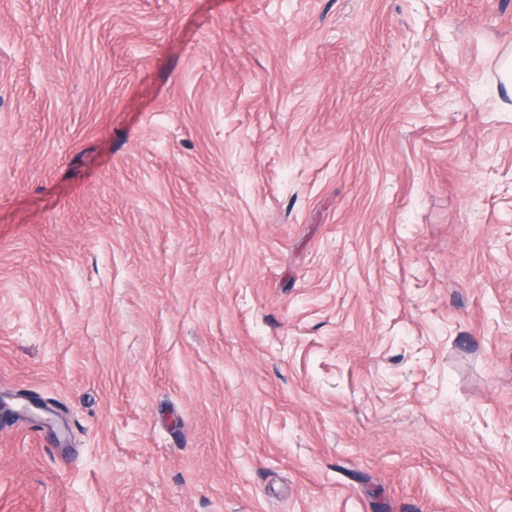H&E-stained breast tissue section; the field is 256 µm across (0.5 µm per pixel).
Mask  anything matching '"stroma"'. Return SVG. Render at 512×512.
I'll use <instances>...</instances> for the list:
<instances>
[{
	"mask_svg": "<svg viewBox=\"0 0 512 512\" xmlns=\"http://www.w3.org/2000/svg\"><path fill=\"white\" fill-rule=\"evenodd\" d=\"M512 0H0V512H512Z\"/></svg>",
	"mask_w": 512,
	"mask_h": 512,
	"instance_id": "obj_1",
	"label": "stroma"
}]
</instances>
